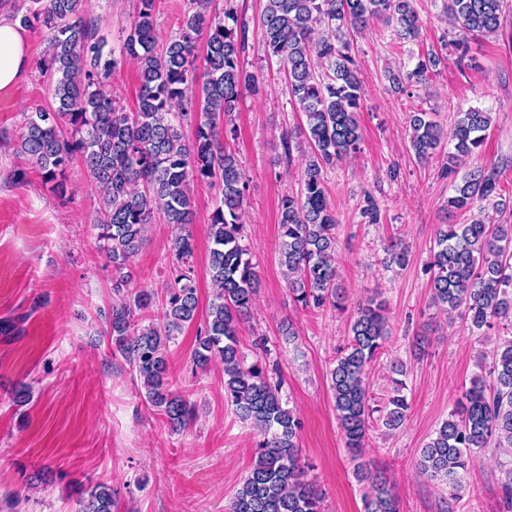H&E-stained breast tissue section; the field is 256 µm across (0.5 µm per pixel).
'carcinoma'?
Wrapping results in <instances>:
<instances>
[{
    "instance_id": "1",
    "label": "carcinoma",
    "mask_w": 512,
    "mask_h": 512,
    "mask_svg": "<svg viewBox=\"0 0 512 512\" xmlns=\"http://www.w3.org/2000/svg\"><path fill=\"white\" fill-rule=\"evenodd\" d=\"M212 0H190L179 31L157 47L155 0H139L138 11L120 54L85 17V0H15L13 18L24 28L38 27L45 49L39 62L51 80L53 106L27 118L19 151L41 170L44 183L64 199L68 172L78 161L100 192L94 226L116 277L109 333L117 352L135 368L146 402L178 432L194 420L193 406L168 388L167 348L197 314L194 244L186 226L194 202L190 182L214 187L219 201L210 215L209 272L214 287L203 326L198 330L194 364L204 369L214 357L224 362V392L238 418L259 433L254 461L230 503V512H323V492L308 478L299 448L301 424L280 396L263 359L247 365L239 350L238 327L249 315L259 275L241 244L244 202L250 191L238 159L224 148L236 136L233 113L242 95L262 93L258 77L243 63L248 41L233 0L223 13ZM451 25L467 33L493 35L501 26L508 0H443ZM373 20L393 27L403 42L420 35L412 0H265L259 19L267 53L282 65L290 102L305 117L297 137L307 145L302 186L282 197L279 207L280 264L288 289L304 308L342 307L336 266V211L329 201L324 171L358 152L361 128L357 112L363 88L351 37ZM204 41L203 80H198L197 45ZM128 59L138 68V106L127 112L112 94V75ZM441 63L436 52L418 58L406 71H390L396 93L423 84ZM491 113L470 108L460 113L451 141L446 173L457 161L478 158ZM194 127L192 137L184 126ZM410 146L421 162L432 158L446 139L425 112L410 116ZM283 147L291 157L292 139ZM501 191L499 172L475 166L453 181L448 211H470ZM160 218L180 230L172 242L170 282L163 295L129 294L125 269L141 248L147 224ZM432 304L442 312L464 314L471 329L502 326L512 331V224H443L430 262ZM156 308L141 326L135 313ZM387 304L377 296L358 304L350 340L330 370V391L352 460L364 451L371 406L367 368L388 338ZM382 424L399 429L408 403L394 380ZM493 446L512 454V336L501 339L484 371L470 379L456 410L422 449L421 472L448 483L450 497L464 488L476 455ZM355 475L367 483L363 512H399L387 479L364 463ZM81 512H112V489L99 483L81 498Z\"/></svg>"
}]
</instances>
